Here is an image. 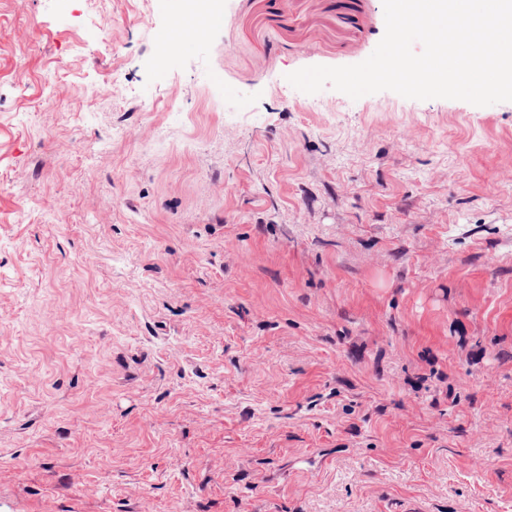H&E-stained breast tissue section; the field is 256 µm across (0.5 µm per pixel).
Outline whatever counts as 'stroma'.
<instances>
[{"mask_svg":"<svg viewBox=\"0 0 512 512\" xmlns=\"http://www.w3.org/2000/svg\"><path fill=\"white\" fill-rule=\"evenodd\" d=\"M213 2L0 0V512H512V102L303 93L383 0ZM215 12L209 3L188 2L181 6L163 44L164 51L190 44V35L203 28L204 20H210Z\"/></svg>","mask_w":512,"mask_h":512,"instance_id":"1","label":"stroma"}]
</instances>
